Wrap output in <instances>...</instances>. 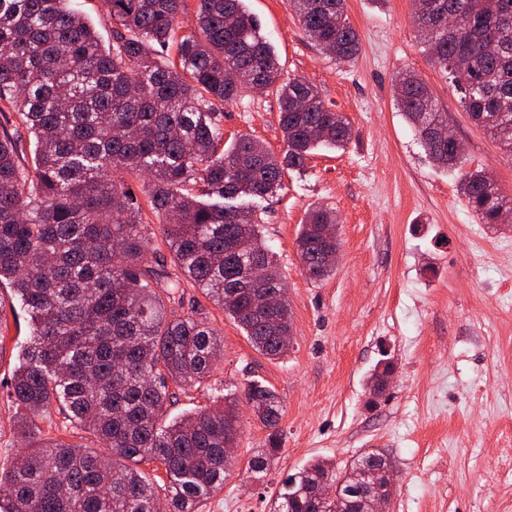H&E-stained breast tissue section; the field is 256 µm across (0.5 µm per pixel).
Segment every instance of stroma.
<instances>
[{"instance_id": "1", "label": "stroma", "mask_w": 512, "mask_h": 512, "mask_svg": "<svg viewBox=\"0 0 512 512\" xmlns=\"http://www.w3.org/2000/svg\"><path fill=\"white\" fill-rule=\"evenodd\" d=\"M360 48L339 63L302 31L288 0H245L273 44L284 77L314 84L344 114L353 138L315 152L281 189L253 199L266 245L286 282L293 347L257 352L223 311L185 284L179 314L206 319L223 354L201 387L177 392L168 417L209 407L259 382L281 402L280 454L266 476L246 468L269 431L242 408L237 464L202 512H270L285 478L312 459L343 469L383 453L395 474L390 512H512V222L484 224L434 165L398 109L399 76L416 73L466 147V166L486 169L512 201V156L461 106L447 75L417 40L412 0H346ZM225 142L243 135L274 151L284 143L275 93L246 91L223 106ZM338 217L339 264L308 279L296 237L308 209ZM29 334L27 314L0 286V469L22 448L7 391ZM394 365L385 395L368 377Z\"/></svg>"}]
</instances>
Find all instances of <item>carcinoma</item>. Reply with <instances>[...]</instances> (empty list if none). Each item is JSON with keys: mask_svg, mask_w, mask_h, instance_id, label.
Instances as JSON below:
<instances>
[{"mask_svg": "<svg viewBox=\"0 0 512 512\" xmlns=\"http://www.w3.org/2000/svg\"><path fill=\"white\" fill-rule=\"evenodd\" d=\"M197 29L180 33L183 0H106L112 43L105 48L69 0H0V100L11 104L34 143L33 169L21 165L20 135L0 136V281H9L30 317L23 361L10 382L17 433L27 448L0 472V512H157L159 485L140 469L166 475L168 512H199L224 484V441L240 431L239 397L227 406L165 418L171 387H200L218 361L221 337L203 318L177 315L174 301L192 283L271 359L288 353V303L261 305L286 291L254 212L262 198L301 171L319 148H343L348 119L324 104L302 77L282 79L273 46L243 0H198ZM413 23L432 64L454 83L471 121L512 156V0H424ZM302 28L337 62L354 60L359 38L346 0H290ZM173 48L176 60L156 57ZM247 82L275 90L284 149L242 136L228 148L220 105ZM396 102L434 164L458 176L462 197L482 223L497 224L507 202L482 169L435 134L447 122L426 82L407 74ZM147 178L144 189L177 272L151 252L137 196L121 173ZM336 214L310 209L296 238L307 278L336 270ZM244 399L270 430L269 446L248 461L265 474L280 451V402L251 383ZM58 412L112 451L107 458L43 438L37 420ZM380 471L373 489L360 480ZM392 466L362 454L344 472L311 460L284 482L270 512H360L375 491L390 505ZM335 485L337 498L318 490Z\"/></svg>", "mask_w": 512, "mask_h": 512, "instance_id": "1", "label": "carcinoma"}]
</instances>
